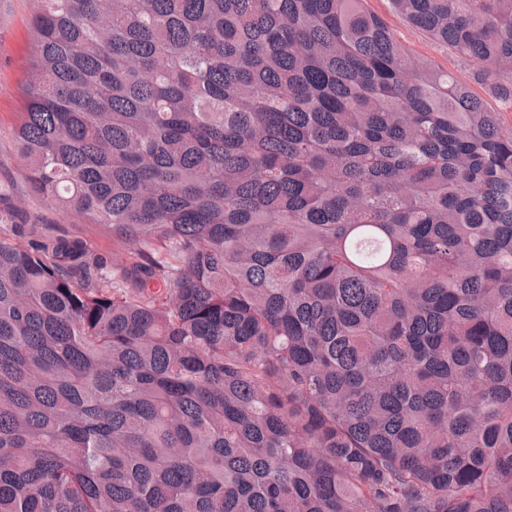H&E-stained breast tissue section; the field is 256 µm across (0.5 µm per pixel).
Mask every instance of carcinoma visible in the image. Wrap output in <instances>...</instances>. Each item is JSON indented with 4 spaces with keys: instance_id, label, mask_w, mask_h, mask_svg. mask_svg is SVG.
<instances>
[{
    "instance_id": "obj_1",
    "label": "carcinoma",
    "mask_w": 512,
    "mask_h": 512,
    "mask_svg": "<svg viewBox=\"0 0 512 512\" xmlns=\"http://www.w3.org/2000/svg\"><path fill=\"white\" fill-rule=\"evenodd\" d=\"M0 183V512H512V130L365 0H38ZM512 107V0H390Z\"/></svg>"
}]
</instances>
